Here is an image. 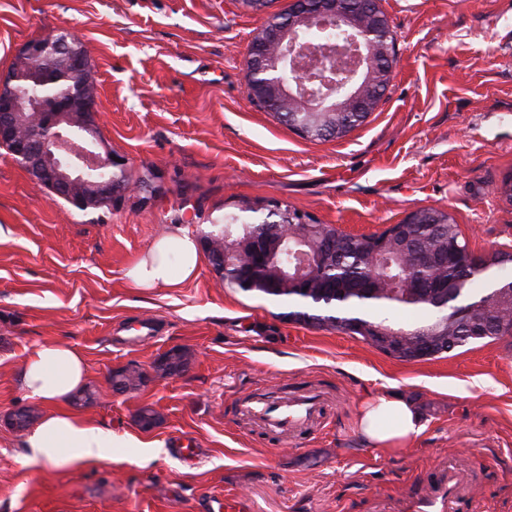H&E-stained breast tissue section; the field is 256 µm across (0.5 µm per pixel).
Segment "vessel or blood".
<instances>
[{"label":"vessel or blood","mask_w":512,"mask_h":512,"mask_svg":"<svg viewBox=\"0 0 512 512\" xmlns=\"http://www.w3.org/2000/svg\"><path fill=\"white\" fill-rule=\"evenodd\" d=\"M245 413L263 428L278 432L303 434L313 424L322 422L326 402L318 393H308L294 399L258 398L248 402ZM456 486L452 471L441 470L434 488L426 495L399 498L397 512H457Z\"/></svg>","instance_id":"1"}]
</instances>
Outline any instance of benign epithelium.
I'll return each instance as SVG.
<instances>
[{"mask_svg": "<svg viewBox=\"0 0 512 512\" xmlns=\"http://www.w3.org/2000/svg\"><path fill=\"white\" fill-rule=\"evenodd\" d=\"M243 8L267 15L265 25L253 38L246 60V92L253 102H259L273 115L289 112V125L307 137L327 136L344 132L339 126L324 127L319 120L327 115L353 113L359 118L370 111L373 103L388 87L392 69L378 65L380 57L391 58L392 36L390 19L379 7L378 0H291L288 19L281 14L267 12L269 0H240ZM312 24L330 25L343 29L359 48L356 64L349 70L336 69L332 57L315 56L323 70L335 79L323 82L318 88L309 87L317 80L311 69L300 63V56L310 48L300 43L302 28ZM58 55L68 70L77 73L84 68V57L64 35L50 45L37 40L27 43L19 52L26 62L28 75H39L36 59L46 49ZM288 79H283V74ZM31 108L44 117V123L34 127L29 136L19 139L24 125L25 111ZM78 114L70 105L52 98L40 99L30 105L21 99L15 78L0 81V144L10 147L16 163L32 175L42 177L44 190L53 198L73 199V186L87 176L102 171L126 172V162L112 159L113 153H101L96 142L74 136L70 128ZM107 204L124 198L128 186L120 178L104 183ZM307 223L304 214H289L288 223L277 224L274 230L282 241L295 243V260L281 275L293 287L310 278L317 264L336 261L332 241L324 238L312 246L299 229ZM249 251L253 257L266 260L265 239L254 236L241 246L224 243V267L216 271L224 278V271L240 270V254Z\"/></svg>", "mask_w": 512, "mask_h": 512, "instance_id": "benign-epithelium-1", "label": "benign epithelium"}]
</instances>
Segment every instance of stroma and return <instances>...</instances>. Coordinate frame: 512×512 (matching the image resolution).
Listing matches in <instances>:
<instances>
[{
    "mask_svg": "<svg viewBox=\"0 0 512 512\" xmlns=\"http://www.w3.org/2000/svg\"><path fill=\"white\" fill-rule=\"evenodd\" d=\"M396 38L393 78L346 136L304 138L248 103L245 58L266 17L239 0H0V76L30 41L67 32L87 48L100 151L123 157L139 194L86 213L51 199L0 146V512H377L426 492L443 465L463 512H512V336L401 361L361 337L289 321L279 304L225 288L210 264L175 291L125 272L159 236H195L269 202L352 234L421 208L448 211L477 256L512 253V0H380ZM84 355L88 423L141 448L65 469L26 463L8 418L36 348ZM181 347L187 370L164 377ZM143 384L115 392L111 371ZM319 390L329 418L300 436L247 422L245 400ZM397 393L426 429L389 454L358 430L361 397ZM159 420L137 424L142 407ZM116 377H118L121 381L120 387H117V385L114 383ZM110 381L112 382V388H115L117 391H133L142 385L144 381V374L140 372L138 368L126 367L124 369L112 372V380Z\"/></svg>",
    "mask_w": 512,
    "mask_h": 512,
    "instance_id": "1",
    "label": "stroma"
}]
</instances>
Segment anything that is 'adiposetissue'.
<instances>
[{
    "mask_svg": "<svg viewBox=\"0 0 512 512\" xmlns=\"http://www.w3.org/2000/svg\"><path fill=\"white\" fill-rule=\"evenodd\" d=\"M201 259L198 241L179 228L154 241L128 268L126 277L131 287L145 292L174 290L197 276ZM87 377L83 355L70 344L43 346L27 356L20 386L28 398L50 407L25 439L27 461L62 469L76 463L111 461L113 448L122 444L143 447V440L119 441L112 432L91 426L68 409V399ZM425 428L420 411L399 395L365 400L359 409L360 435L374 448L407 447Z\"/></svg>",
    "mask_w": 512,
    "mask_h": 512,
    "instance_id": "obj_1",
    "label": "adipose tissue"
}]
</instances>
